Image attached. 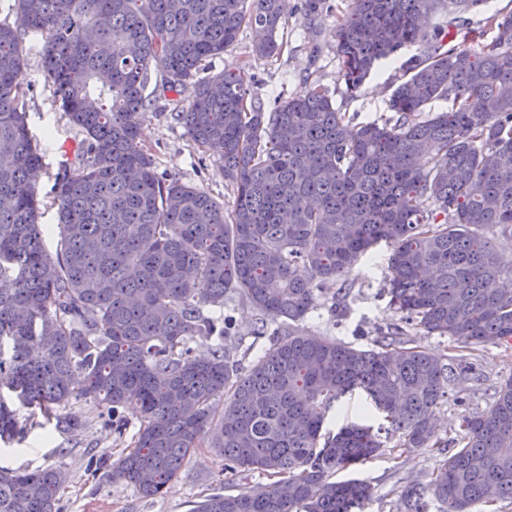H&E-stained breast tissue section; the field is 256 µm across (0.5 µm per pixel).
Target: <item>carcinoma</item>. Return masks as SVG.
<instances>
[{"instance_id":"carcinoma-1","label":"carcinoma","mask_w":512,"mask_h":512,"mask_svg":"<svg viewBox=\"0 0 512 512\" xmlns=\"http://www.w3.org/2000/svg\"><path fill=\"white\" fill-rule=\"evenodd\" d=\"M480 2L351 0L334 27L347 92L419 50L390 95L394 116L354 125L319 85L266 112L235 72L199 76L244 26L264 33L255 56L279 53L289 0H14L16 22L0 23V441L25 438L38 415L76 427L59 409L83 399L118 433L138 420L112 478L146 498L203 446L224 461V484L246 471L269 479L209 495L194 512H355L371 486L331 477L381 454L383 436L409 451L441 447L434 420L449 386L481 377L463 355L408 346L407 328L463 351L512 342V258L487 235L512 236V12L471 29ZM435 12L444 24L422 28ZM31 32L82 132L55 177L54 256L31 184L42 164L23 102ZM154 74L164 93L190 91L174 116L197 149L224 160L230 215L160 175L141 144ZM434 101L449 107L425 113ZM422 154L432 167H420ZM380 241L392 247L384 292L400 322L369 350L296 327L316 292ZM231 290L259 313L256 338L267 321L288 322L248 368L224 347L229 320L200 308L223 309ZM198 337L216 342L211 358L192 356ZM356 389L383 423L327 428ZM459 445L429 485L405 486L406 512H428L429 494L441 512L512 499V379L487 409L462 415ZM68 481L61 467L0 466V512H57Z\"/></svg>"}]
</instances>
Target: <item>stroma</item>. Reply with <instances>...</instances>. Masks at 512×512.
Instances as JSON below:
<instances>
[{
	"mask_svg": "<svg viewBox=\"0 0 512 512\" xmlns=\"http://www.w3.org/2000/svg\"><path fill=\"white\" fill-rule=\"evenodd\" d=\"M349 3L350 0H325L321 17L312 24L303 13V0H289L288 19L278 34L283 44L279 55L253 56L258 34L245 27L224 54L211 60L212 70L236 71L244 85L269 108L276 100L295 96L316 83L328 90L336 109L355 122L389 117L388 101L403 75L399 64L374 70L356 95L346 92L333 48L332 30L337 17L348 10ZM27 47L23 100L29 129L43 156L33 185L41 202L45 247L53 255L60 248L57 208L53 203L55 175L66 152L71 151L82 135L62 112L43 72L41 37L29 35ZM176 99L173 93L156 96L151 112L143 119L142 143L153 154L160 174L195 185L223 201L225 211H232L234 192L224 177V164L213 156L202 157L188 139L182 125L171 114ZM390 253L389 244L379 242L345 275L350 293L344 307L335 308L334 287L318 292L317 306L300 321V328L357 348L369 347L378 330L398 319L382 292ZM224 313L232 322L231 336L226 341L230 356L241 367H249L269 346L268 340L255 337L259 315L234 292L224 297ZM476 359L483 375L482 383H454L447 402L437 412L442 447L408 452L390 439L383 455L340 472V479L357 478L371 484L373 496L364 503L362 512H403V487L411 481L429 483L442 461L458 449L461 416L487 408L495 389L512 378V347L487 345L477 350ZM63 414L75 421V429L59 430L50 422L33 427L19 443L0 447L2 465L27 470L61 466L69 472L70 481L60 498L61 512H192L206 496L224 488L220 458L210 449L201 448L162 496L142 497L133 484L113 478L110 467L137 431V420H130L126 431L117 433L91 403L83 400L70 401Z\"/></svg>",
	"mask_w": 512,
	"mask_h": 512,
	"instance_id": "35a3bbf8",
	"label": "stroma"
}]
</instances>
